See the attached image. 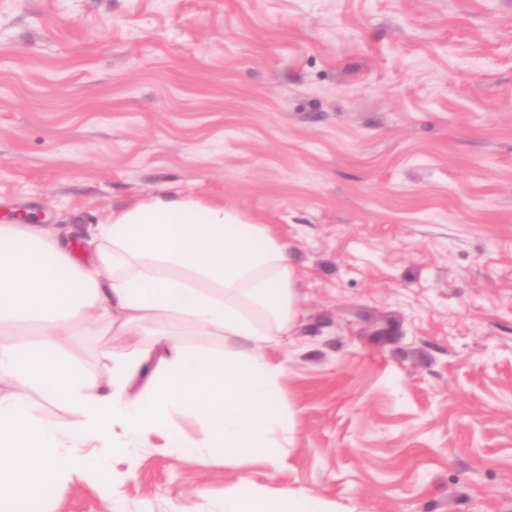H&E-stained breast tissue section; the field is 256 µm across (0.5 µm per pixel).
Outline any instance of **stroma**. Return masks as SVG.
<instances>
[{
  "instance_id": "obj_1",
  "label": "stroma",
  "mask_w": 512,
  "mask_h": 512,
  "mask_svg": "<svg viewBox=\"0 0 512 512\" xmlns=\"http://www.w3.org/2000/svg\"><path fill=\"white\" fill-rule=\"evenodd\" d=\"M161 192L287 244L294 432L274 469L105 443L35 512H217L243 478L512 512V0H0V224L77 244ZM148 342L61 339L91 394L104 350Z\"/></svg>"
}]
</instances>
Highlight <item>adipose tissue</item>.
<instances>
[{"label":"adipose tissue","instance_id":"ef3b65f1","mask_svg":"<svg viewBox=\"0 0 512 512\" xmlns=\"http://www.w3.org/2000/svg\"><path fill=\"white\" fill-rule=\"evenodd\" d=\"M88 249L74 254L66 236L36 224H0V325L33 324L26 353L0 348V512L36 497L44 482L103 464L92 449L111 442L117 454L161 447L192 460L203 449L278 467L288 440L273 392L283 364L270 357L302 310L298 275L269 225L248 222L223 202L159 193L115 208L90 227ZM90 318L113 334H150L148 347L111 350L106 394L78 386L59 338ZM230 341L215 352L187 345L183 330ZM143 391H135L137 381ZM82 407L84 421L64 431L34 416L27 393ZM196 417L188 438L174 412ZM220 512H336L301 490L271 495L240 481L224 491Z\"/></svg>","mask_w":512,"mask_h":512}]
</instances>
